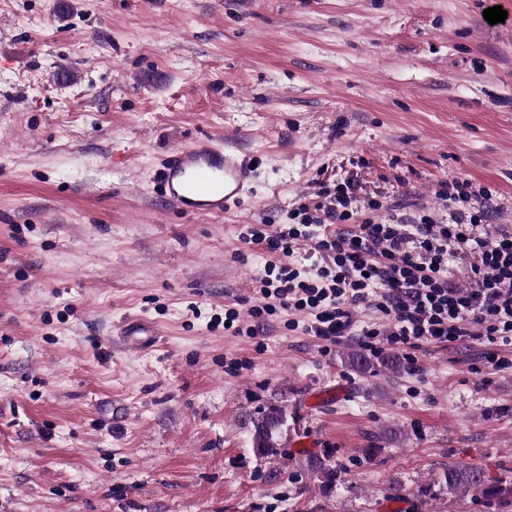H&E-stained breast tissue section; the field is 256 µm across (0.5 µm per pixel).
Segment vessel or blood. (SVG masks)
<instances>
[{
	"label": "vessel or blood",
	"mask_w": 512,
	"mask_h": 512,
	"mask_svg": "<svg viewBox=\"0 0 512 512\" xmlns=\"http://www.w3.org/2000/svg\"><path fill=\"white\" fill-rule=\"evenodd\" d=\"M256 172L232 138H201L165 155L154 173L163 201L184 215L223 216L245 195ZM123 342L135 349L153 347L158 332L145 321L130 319Z\"/></svg>",
	"instance_id": "obj_1"
}]
</instances>
